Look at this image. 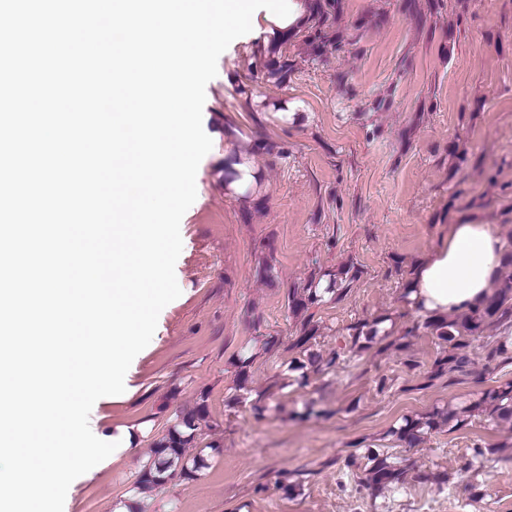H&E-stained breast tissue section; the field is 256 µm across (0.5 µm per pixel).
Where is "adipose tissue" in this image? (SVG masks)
<instances>
[{"mask_svg":"<svg viewBox=\"0 0 512 512\" xmlns=\"http://www.w3.org/2000/svg\"><path fill=\"white\" fill-rule=\"evenodd\" d=\"M505 244L489 224H451L409 286V299L427 315L444 316L482 302L491 292Z\"/></svg>","mask_w":512,"mask_h":512,"instance_id":"adipose-tissue-1","label":"adipose tissue"}]
</instances>
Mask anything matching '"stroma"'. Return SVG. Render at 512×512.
<instances>
[{"mask_svg": "<svg viewBox=\"0 0 512 512\" xmlns=\"http://www.w3.org/2000/svg\"><path fill=\"white\" fill-rule=\"evenodd\" d=\"M342 4L339 49L318 62L292 40L284 84L267 80L253 42L220 56L203 107L213 146L180 223L181 295L133 360L130 392L92 408L104 438L130 429L135 441L74 480L64 512H116L130 500L137 512H512V423L474 409L484 391L512 381V361L486 366L477 349L469 374L429 381L437 346L423 332L406 350L377 340L301 386L279 379L294 356L288 290L311 272L363 270L343 300L316 311L314 348L327 355L352 324L386 321L396 338L422 321L404 293L444 226L491 224L512 247V0ZM261 100L287 101L298 117L255 111ZM453 144L464 163L449 155ZM228 153L247 155L261 174L262 203L240 205L225 188ZM265 262L272 278L258 273ZM265 336L279 345L262 350ZM246 348L252 401L238 404L235 360ZM201 403L200 441L218 445L205 468L132 493L154 440ZM448 408L463 413L457 427L440 425L412 447L396 440L404 418ZM477 443L494 453L468 483L459 470ZM370 448L409 459L415 479L394 492L363 487L362 468L345 461ZM293 472L288 495L277 478Z\"/></svg>", "mask_w": 512, "mask_h": 512, "instance_id": "35a3bbf8", "label": "stroma"}]
</instances>
